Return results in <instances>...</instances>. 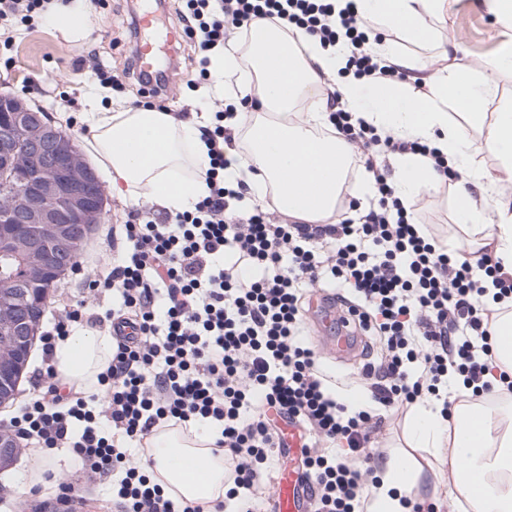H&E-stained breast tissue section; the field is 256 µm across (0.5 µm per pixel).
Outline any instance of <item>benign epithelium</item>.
<instances>
[{
  "label": "benign epithelium",
  "instance_id": "obj_1",
  "mask_svg": "<svg viewBox=\"0 0 512 512\" xmlns=\"http://www.w3.org/2000/svg\"><path fill=\"white\" fill-rule=\"evenodd\" d=\"M105 191L70 137L24 102L0 97V406L17 396L43 313L34 310L102 223ZM19 451L0 428V465Z\"/></svg>",
  "mask_w": 512,
  "mask_h": 512
}]
</instances>
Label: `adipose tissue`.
<instances>
[{
    "label": "adipose tissue",
    "instance_id": "adipose-tissue-1",
    "mask_svg": "<svg viewBox=\"0 0 512 512\" xmlns=\"http://www.w3.org/2000/svg\"><path fill=\"white\" fill-rule=\"evenodd\" d=\"M359 14L374 26L394 27L415 42L433 40L434 21L447 0H356ZM48 24L70 41L86 37L92 18L86 0L53 7ZM307 57L295 54L288 40L258 22L252 28L250 69H239L235 49L225 50L213 66L214 79L235 76L240 94H257L260 109L240 112L230 124L243 135L244 150L233 152L227 173L245 179L250 198L271 203L284 217L327 224L344 193L367 199L376 193L371 178L348 183L354 152L330 132L323 79L337 77L344 106L354 120L400 141L436 148L461 178L456 218L471 229L476 247L490 253L502 272L512 274V100L487 114L496 102L497 74L512 69V59L488 61L464 75L452 68L427 73L422 62L401 56L389 44L372 43V52L420 73L424 94L388 81L340 76L344 47L333 50L309 42ZM306 111H294L299 98ZM466 111L464 124L448 117L450 105ZM92 136L86 151L110 190L131 202H148L171 212L194 209L204 185L198 174L209 166L198 124L154 108L103 107L89 101ZM494 157L493 167L475 165L476 156ZM397 195L405 201L438 186L442 178L427 157L409 152L393 156ZM116 345L110 327L84 326L57 342L53 365L58 378L77 390L96 386ZM216 428L199 423L192 434L161 429L150 437L152 474L176 500L211 503L224 495V462L213 457ZM411 447L425 449L437 475H447L457 512H512V400L458 409L441 415L439 401L419 405L407 433ZM418 463L387 461L371 488L369 512H407L403 498L421 494Z\"/></svg>",
    "mask_w": 512,
    "mask_h": 512
}]
</instances>
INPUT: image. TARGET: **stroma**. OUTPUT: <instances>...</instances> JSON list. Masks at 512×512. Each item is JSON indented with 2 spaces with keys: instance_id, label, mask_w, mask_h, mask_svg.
Returning a JSON list of instances; mask_svg holds the SVG:
<instances>
[{
  "instance_id": "35a3bbf8",
  "label": "stroma",
  "mask_w": 512,
  "mask_h": 512,
  "mask_svg": "<svg viewBox=\"0 0 512 512\" xmlns=\"http://www.w3.org/2000/svg\"><path fill=\"white\" fill-rule=\"evenodd\" d=\"M153 0H95L92 10L96 17L90 36L74 43L63 39L45 19L33 21L31 27L18 28L14 34V61L0 68V91L22 97L47 114L56 127L84 145V102L89 95H98L102 105L137 106L142 97L133 84L121 91L100 86L88 72L76 71L75 63L88 51L98 52L113 69H120L118 49L110 41L119 37L127 14L141 15L154 9ZM433 42L416 43L406 40L400 30L387 31L388 42L395 44L408 57H418L433 67H451L461 71L478 70L495 56L512 57V30L503 28L487 11L483 0H454L443 21L435 26ZM455 186L444 184L417 197L413 212L417 223L427 225L430 233L441 243L466 247L468 237L454 221ZM127 199L108 195L102 224L96 226L80 256L83 265L108 264L112 252L106 236L112 225L123 223ZM85 301L87 306L102 312L112 306L108 294L94 295L84 290L81 276L71 272L54 288L48 315H58L61 305ZM309 340L314 347L320 367L336 384L337 398L349 405L369 402L370 392L360 373L364 365L376 362L380 352L379 339L366 334L359 352L352 358L339 360L322 340L317 327H310ZM411 407L391 410L374 436L369 465L379 468L392 457L410 456L423 465L422 480L429 491L424 503L436 504L439 512H454L448 494L447 477H439L428 469V454L419 448L408 447L405 426ZM54 465L43 475L42 485L27 488L25 478L32 473L27 449H20L13 463L0 468V512H58L60 498L66 497L67 487H75L83 497L80 512H120L105 485L90 478L69 454L53 452Z\"/></svg>"
}]
</instances>
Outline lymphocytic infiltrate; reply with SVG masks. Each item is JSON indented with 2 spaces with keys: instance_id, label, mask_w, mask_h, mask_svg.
Masks as SVG:
<instances>
[{
  "instance_id": "f902f5d3",
  "label": "lymphocytic infiltrate",
  "mask_w": 512,
  "mask_h": 512,
  "mask_svg": "<svg viewBox=\"0 0 512 512\" xmlns=\"http://www.w3.org/2000/svg\"><path fill=\"white\" fill-rule=\"evenodd\" d=\"M163 9L174 12L203 81L229 42L248 44L257 21L302 31L325 48L346 45L345 70L354 77L409 78L367 51L371 30L354 0L341 10L335 0H165ZM322 93L333 130L354 145L367 171L376 172L385 153L412 152L448 175L447 161L427 145L354 124L334 83ZM235 110L218 109L199 128L210 166L195 208L132 207L111 269L86 277L85 287L117 296L118 311L89 316L76 303L41 338L49 358L56 340L81 323H111L117 346L100 393L63 392L46 369L47 390L10 425L35 446L66 450L86 472L111 477L123 512H203L165 494L150 462L130 459L122 443L146 440L164 425L215 424L225 501L234 512H259L255 490L284 445L277 421L289 419L303 430L313 512H360L367 475L354 460L378 425L369 411L337 400L306 344L304 288L320 281L348 288V314L384 336L380 363L363 371L374 402L399 408L426 395L442 398L453 373L479 404L490 377L512 392V375L495 366L492 347L497 323L512 318V277L425 236L381 178L377 208L358 223L340 213L332 224H288L269 209L246 208L245 181L224 179L225 151L236 142L226 121Z\"/></svg>"
}]
</instances>
